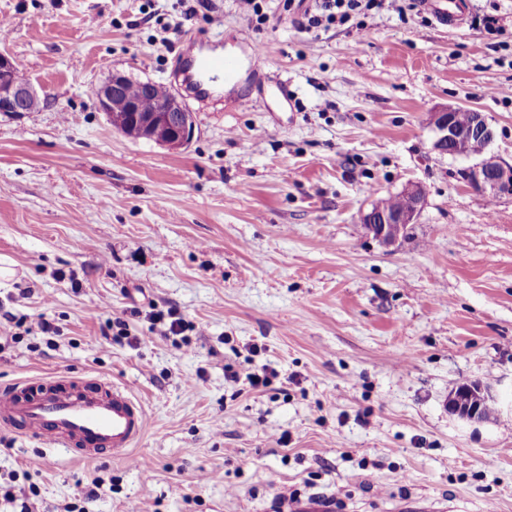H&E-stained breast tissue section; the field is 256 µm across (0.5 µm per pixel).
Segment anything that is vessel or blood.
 I'll list each match as a JSON object with an SVG mask.
<instances>
[{
	"label": "vessel or blood",
	"mask_w": 512,
	"mask_h": 512,
	"mask_svg": "<svg viewBox=\"0 0 512 512\" xmlns=\"http://www.w3.org/2000/svg\"><path fill=\"white\" fill-rule=\"evenodd\" d=\"M421 11L441 27L460 24L457 0H418ZM236 57L196 55L187 62L189 82L204 98L212 74L232 76ZM143 406L120 384L105 378L50 375L0 386V427L60 448L76 460L128 456L144 432ZM284 512H335L331 498L283 503Z\"/></svg>",
	"instance_id": "b4317fda"
}]
</instances>
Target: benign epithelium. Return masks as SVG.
Segmentation results:
<instances>
[{
  "label": "benign epithelium",
  "mask_w": 512,
  "mask_h": 512,
  "mask_svg": "<svg viewBox=\"0 0 512 512\" xmlns=\"http://www.w3.org/2000/svg\"><path fill=\"white\" fill-rule=\"evenodd\" d=\"M129 77L112 73L95 86L94 102L104 112L112 128L134 140H147L167 150L187 148L195 131L192 112L185 101L153 81L143 82L146 94L159 98V105L145 112L124 98L122 91ZM41 100L38 91L25 80L16 60L0 52V113L29 112V104ZM457 107H444L429 115L434 132L433 150L438 154L461 158H478V162L463 172L466 183L491 197L512 196V164H507L489 151L495 131L480 112H470L469 120L457 121ZM400 195L409 200V208L391 212L379 201L362 214L366 233L384 247L394 245L407 236L425 205V192L418 183H408ZM493 397L476 383H464L448 395V410L468 421L486 420L483 406Z\"/></svg>",
  "instance_id": "benign-epithelium-1"
}]
</instances>
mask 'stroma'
Listing matches in <instances>:
<instances>
[{"label": "stroma", "instance_id": "obj_1", "mask_svg": "<svg viewBox=\"0 0 512 512\" xmlns=\"http://www.w3.org/2000/svg\"><path fill=\"white\" fill-rule=\"evenodd\" d=\"M461 2L457 28L403 0L306 32L314 0H263L260 25L236 0H191L189 17L182 0H0V52L47 95L0 114V303L62 331L46 354L0 353V385L102 376L146 412L128 460L0 429V475L34 483L33 512H62L95 477L112 492L89 512H273L285 490L336 512H512V197L469 188L428 124L483 113L512 163V0ZM202 49L240 68L188 100L182 151L113 130L87 95L115 70L179 91L176 66ZM410 182L425 207L383 247L361 215ZM152 303L191 324L189 345L149 335ZM115 317L133 342L102 340ZM250 344L278 373L263 392L224 375ZM471 382L495 398L481 423L446 407Z\"/></svg>", "mask_w": 512, "mask_h": 512}]
</instances>
